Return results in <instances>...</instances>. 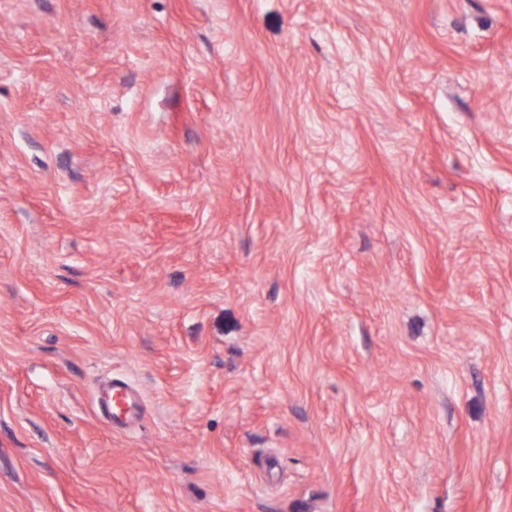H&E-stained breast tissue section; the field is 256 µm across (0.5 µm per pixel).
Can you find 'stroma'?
I'll use <instances>...</instances> for the list:
<instances>
[{"label":"stroma","mask_w":512,"mask_h":512,"mask_svg":"<svg viewBox=\"0 0 512 512\" xmlns=\"http://www.w3.org/2000/svg\"><path fill=\"white\" fill-rule=\"evenodd\" d=\"M0 512H512V0H0ZM102 408L114 422L119 415L134 413L138 408V402L125 381L113 379L112 387Z\"/></svg>","instance_id":"35a3bbf8"}]
</instances>
